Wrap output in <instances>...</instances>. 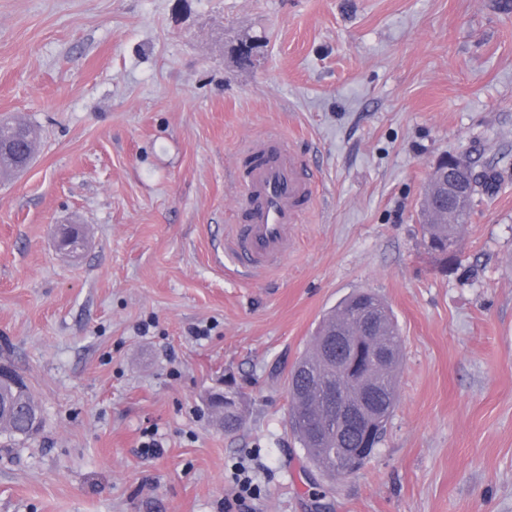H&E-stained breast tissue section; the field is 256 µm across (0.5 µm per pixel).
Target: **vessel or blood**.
I'll use <instances>...</instances> for the list:
<instances>
[{"label": "vessel or blood", "mask_w": 512, "mask_h": 512, "mask_svg": "<svg viewBox=\"0 0 512 512\" xmlns=\"http://www.w3.org/2000/svg\"><path fill=\"white\" fill-rule=\"evenodd\" d=\"M239 174V223L229 225L224 248L251 277L288 256L293 228L313 200L311 173L282 140L269 136L251 143Z\"/></svg>", "instance_id": "1"}]
</instances>
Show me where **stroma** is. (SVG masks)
Here are the masks:
<instances>
[{"label": "stroma", "mask_w": 512, "mask_h": 512, "mask_svg": "<svg viewBox=\"0 0 512 512\" xmlns=\"http://www.w3.org/2000/svg\"><path fill=\"white\" fill-rule=\"evenodd\" d=\"M5 114L41 146L0 181V363L45 426L0 436V512H240V466L247 512H512V0H0ZM271 131L317 198L253 279L216 247L239 150ZM449 155L496 182L444 273L420 211ZM358 290L397 321L398 397L334 479L287 376ZM225 381L232 434L203 402ZM227 387L229 388V406H224V410H221L220 408L209 404V408L211 409L212 413L215 415L217 420L224 425V431L233 432L236 431L242 423V416L239 407L241 393L232 388L231 386Z\"/></svg>", "instance_id": "35a3bbf8"}]
</instances>
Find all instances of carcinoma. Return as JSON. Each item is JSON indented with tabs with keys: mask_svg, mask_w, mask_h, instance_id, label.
I'll list each match as a JSON object with an SVG mask.
<instances>
[{
	"mask_svg": "<svg viewBox=\"0 0 512 512\" xmlns=\"http://www.w3.org/2000/svg\"><path fill=\"white\" fill-rule=\"evenodd\" d=\"M32 128L20 119L0 118V175L20 173L34 159ZM472 209L461 210L457 223L445 224L442 217L425 221L421 231L429 253L448 269V241L459 238L460 226L470 219ZM339 336L355 341L350 353L352 370L336 371L325 359L326 349L335 346ZM389 349L392 359L376 370L369 363L372 341ZM401 354V336L385 303L371 292H357L344 299L334 313L320 323L311 349L291 367L288 393L291 399L289 427L297 436L309 464L329 476H349L351 472L336 464L333 453L335 429L327 423L325 405L328 397L354 398L381 409L379 420L364 424L347 434L350 445L365 448L369 454L382 440L388 418L396 404L395 374ZM229 406H210L212 413L233 432L242 423L241 393L228 389ZM43 427V413L28 385L13 371L0 367V434L9 440L36 438Z\"/></svg>",
	"mask_w": 512,
	"mask_h": 512,
	"instance_id": "1",
	"label": "carcinoma"
}]
</instances>
